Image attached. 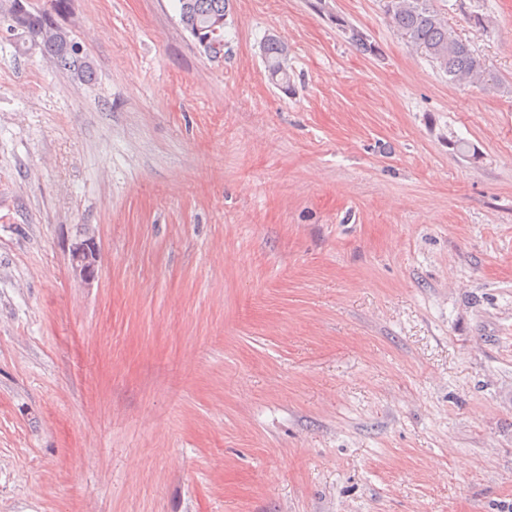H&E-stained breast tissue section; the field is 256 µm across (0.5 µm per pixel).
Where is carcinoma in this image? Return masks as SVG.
<instances>
[{
    "instance_id": "carcinoma-1",
    "label": "carcinoma",
    "mask_w": 512,
    "mask_h": 512,
    "mask_svg": "<svg viewBox=\"0 0 512 512\" xmlns=\"http://www.w3.org/2000/svg\"><path fill=\"white\" fill-rule=\"evenodd\" d=\"M60 2L62 0H51L50 7L45 9L31 6L28 0H12V27L40 41L43 51L56 67L73 70L89 78L93 73L91 62L74 52V42L53 18ZM177 2L182 27L210 57H224V19L230 10V0ZM384 8L397 35L447 76L448 82L481 85L489 91L497 89V81L482 59L448 25L446 17L435 7L434 0H385ZM344 31L359 52H375V46L363 31L353 26L345 27ZM261 54L271 80L281 87H288V44L272 35L262 43Z\"/></svg>"
}]
</instances>
